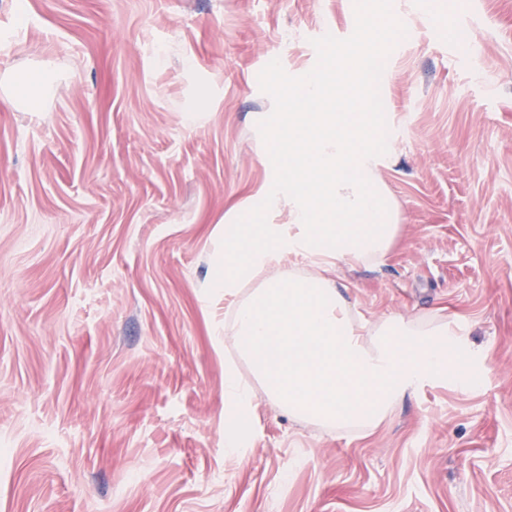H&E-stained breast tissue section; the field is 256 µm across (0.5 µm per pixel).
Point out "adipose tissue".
Masks as SVG:
<instances>
[{"instance_id": "obj_1", "label": "adipose tissue", "mask_w": 512, "mask_h": 512, "mask_svg": "<svg viewBox=\"0 0 512 512\" xmlns=\"http://www.w3.org/2000/svg\"><path fill=\"white\" fill-rule=\"evenodd\" d=\"M254 425V398L239 377L233 359H226L224 370V447L235 455L249 438Z\"/></svg>"}]
</instances>
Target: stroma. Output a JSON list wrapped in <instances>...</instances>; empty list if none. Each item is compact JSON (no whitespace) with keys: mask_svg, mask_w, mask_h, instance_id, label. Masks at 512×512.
Wrapping results in <instances>:
<instances>
[{"mask_svg":"<svg viewBox=\"0 0 512 512\" xmlns=\"http://www.w3.org/2000/svg\"><path fill=\"white\" fill-rule=\"evenodd\" d=\"M380 87L401 226L333 277L368 323L444 307L479 383L368 436L255 395L224 451L218 226L267 178L271 60L348 37L355 0H0V512H512V0H392ZM51 76L44 70L31 69L24 75H16L13 78V93L6 96V103L19 106L27 103L33 109L38 103L43 87L51 82Z\"/></svg>","mask_w":512,"mask_h":512,"instance_id":"1","label":"stroma"}]
</instances>
